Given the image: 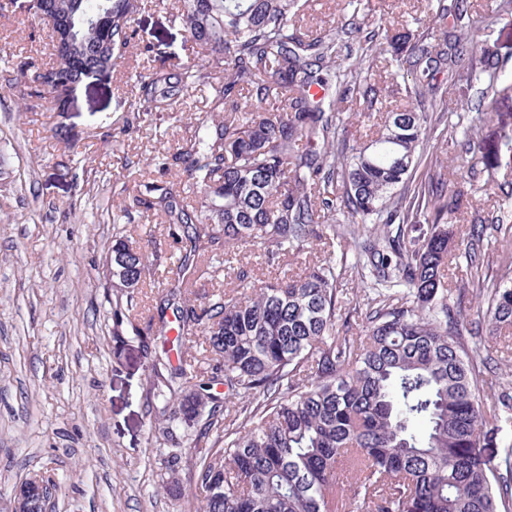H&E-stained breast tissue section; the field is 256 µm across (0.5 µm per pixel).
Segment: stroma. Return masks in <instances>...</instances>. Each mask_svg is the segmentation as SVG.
Here are the masks:
<instances>
[{
	"instance_id": "1",
	"label": "stroma",
	"mask_w": 512,
	"mask_h": 512,
	"mask_svg": "<svg viewBox=\"0 0 512 512\" xmlns=\"http://www.w3.org/2000/svg\"><path fill=\"white\" fill-rule=\"evenodd\" d=\"M175 0H151L134 26L149 53L131 51L130 65L148 72L192 63L186 33L173 17ZM375 22L431 16V0H363ZM31 0H0V512L16 487L49 474L55 492L48 512H197L190 481L196 452L184 449L181 494L171 497L158 473L163 455L146 397L148 361L137 341L112 340V284L106 257L112 212L135 194L139 179L125 164L153 151L150 127L127 128L135 99L121 72L90 74L53 100L29 95L22 73L50 60L47 26ZM483 49L498 62L502 92L482 98L488 76L461 86L455 100L483 104L494 117L478 137L495 144L501 122L512 124V5L468 0ZM93 158L79 166L69 148ZM467 225L495 215L497 186H512V152L493 165L475 159ZM348 243L265 266L262 250L246 254L265 279L297 275Z\"/></svg>"
}]
</instances>
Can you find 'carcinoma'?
<instances>
[{
	"mask_svg": "<svg viewBox=\"0 0 512 512\" xmlns=\"http://www.w3.org/2000/svg\"><path fill=\"white\" fill-rule=\"evenodd\" d=\"M436 2L439 34L429 35L372 28L358 19V0H349V17L318 29L297 22L307 0H178L175 19L197 61L130 76L137 125L184 111L199 87L209 93L211 115L193 134L138 160L145 175L132 202L113 211L112 243V253L130 255L112 287L129 294L168 267L160 249L137 255L127 243L133 213L160 217L177 245V279L151 304L155 333L141 334L134 307L117 295L112 335L120 347L132 329L150 360L152 394L163 402L156 439L173 441L175 422L221 431L198 449L191 475L202 512H512V382L487 406L481 379L492 371L486 339L512 330V278L488 283L483 244L512 210L504 204L495 223L457 235L452 219L471 191L473 164L457 162L446 189L424 107L427 92L445 94L497 61L480 49L467 0ZM144 7L54 0L56 13L75 19V47L103 71L124 65ZM102 9L110 26L87 23ZM389 53L412 84L408 104L385 112L363 62ZM77 83L59 53L33 71L30 96L54 99ZM355 96L381 115L362 142L350 141L339 112ZM488 118L477 112L451 126L465 154L479 151L475 130ZM161 170L185 177L181 193L150 178ZM346 235L355 266L371 278L363 335L339 314L332 258L274 282L240 262L237 287L202 304L189 298L204 264H224L247 245L266 248L267 266L277 267ZM462 258L465 276L450 288L446 271ZM475 292L484 302L466 307ZM198 336L207 370L174 359ZM482 448L500 449L498 459ZM164 468L174 494L178 455ZM39 488L27 512H46L51 483Z\"/></svg>",
	"mask_w": 512,
	"mask_h": 512,
	"instance_id": "carcinoma-1",
	"label": "carcinoma"
}]
</instances>
